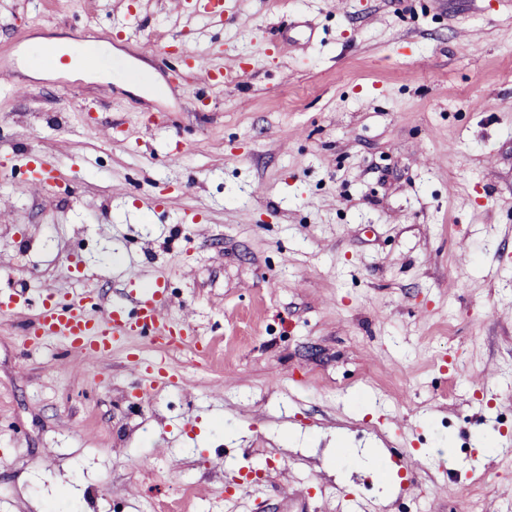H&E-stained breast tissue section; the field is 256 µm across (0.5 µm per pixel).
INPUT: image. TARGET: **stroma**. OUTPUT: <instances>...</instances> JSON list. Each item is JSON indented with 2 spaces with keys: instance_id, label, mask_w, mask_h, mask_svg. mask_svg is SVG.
<instances>
[{
  "instance_id": "35a3bbf8",
  "label": "stroma",
  "mask_w": 512,
  "mask_h": 512,
  "mask_svg": "<svg viewBox=\"0 0 512 512\" xmlns=\"http://www.w3.org/2000/svg\"><path fill=\"white\" fill-rule=\"evenodd\" d=\"M1 70L0 295L162 280L201 348L145 404L148 337L76 373L0 315V512H512V0H0ZM183 56L190 61L191 71L202 76L210 81L220 83L224 78V71L221 67H216L212 64L205 63L201 57L190 47L189 44L179 47Z\"/></svg>"
}]
</instances>
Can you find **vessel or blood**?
I'll use <instances>...</instances> for the list:
<instances>
[{
	"label": "vessel or blood",
	"mask_w": 512,
	"mask_h": 512,
	"mask_svg": "<svg viewBox=\"0 0 512 512\" xmlns=\"http://www.w3.org/2000/svg\"><path fill=\"white\" fill-rule=\"evenodd\" d=\"M183 56L190 61L191 70L219 83L224 78L222 68L205 63L191 48L184 47ZM92 292L87 288H71L48 295L37 315L26 321L23 342L38 345L48 336L65 339L70 347L86 361H99L112 354L120 340L150 333L158 349L174 350L195 344L197 331L190 315L172 319L168 311V294L163 283H155L132 298V309L117 305L101 308L91 304ZM145 385L144 399H151L160 389L177 384L178 376L165 360H137Z\"/></svg>",
	"instance_id": "1"
}]
</instances>
